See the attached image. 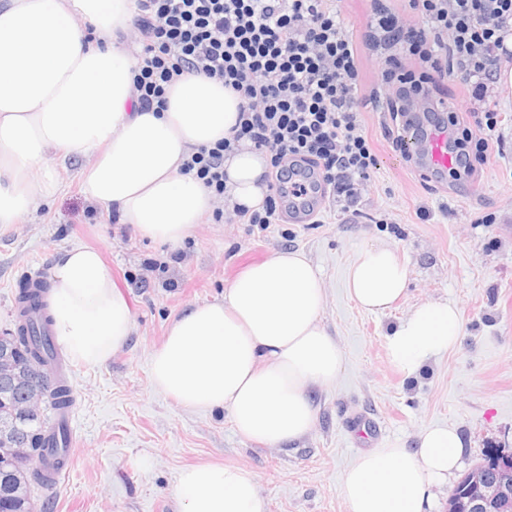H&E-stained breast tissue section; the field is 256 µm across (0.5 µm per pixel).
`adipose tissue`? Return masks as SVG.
<instances>
[{
  "mask_svg": "<svg viewBox=\"0 0 512 512\" xmlns=\"http://www.w3.org/2000/svg\"><path fill=\"white\" fill-rule=\"evenodd\" d=\"M136 0H0V225L17 223L57 194L61 180L43 167L48 154L89 157L81 190L116 208L142 237L178 246L212 208L211 193L182 163L231 133L240 97L194 73L166 89L157 111L134 97L137 62L122 35ZM101 43L86 42L80 22ZM233 201L261 209L265 157L249 147L224 160ZM57 342L76 363L108 364L133 332L128 297L101 254L62 250L50 270ZM407 269L387 246L361 249L346 273L349 297L363 310H389L404 294ZM325 288L299 251H279L245 270L222 301L195 304L175 318L150 359V384L179 405L227 412L246 439L290 444L314 427L313 387L343 370L339 343L319 314ZM457 308L421 305L388 334L392 364L413 375L454 348ZM466 443L450 425L423 430L416 448L391 442L360 453L341 480L347 512H427L437 487L458 467ZM179 512H265L255 476L205 462L182 469Z\"/></svg>",
  "mask_w": 512,
  "mask_h": 512,
  "instance_id": "1",
  "label": "adipose tissue"
}]
</instances>
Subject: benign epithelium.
<instances>
[{
	"label": "benign epithelium",
	"instance_id": "7a95c632",
	"mask_svg": "<svg viewBox=\"0 0 512 512\" xmlns=\"http://www.w3.org/2000/svg\"><path fill=\"white\" fill-rule=\"evenodd\" d=\"M0 375L28 381L16 368L13 352L4 344L0 346ZM465 479L469 496L462 505L463 512H500L507 508L512 502V451L501 453L494 476H487L484 465L476 464L468 470Z\"/></svg>",
	"mask_w": 512,
	"mask_h": 512
}]
</instances>
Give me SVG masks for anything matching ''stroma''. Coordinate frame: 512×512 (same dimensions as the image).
Instances as JSON below:
<instances>
[{
  "instance_id": "35a3bbf8",
  "label": "stroma",
  "mask_w": 512,
  "mask_h": 512,
  "mask_svg": "<svg viewBox=\"0 0 512 512\" xmlns=\"http://www.w3.org/2000/svg\"><path fill=\"white\" fill-rule=\"evenodd\" d=\"M358 43L364 89L379 87L385 56L363 47L369 0H336ZM501 145H490L472 172L440 182L393 150L386 107L360 108L378 158L358 213L327 203L317 222L260 228L205 216L179 250L136 235L80 191L85 161L72 156L63 191L18 223L0 226V331L14 324L15 295L27 272L48 278L60 250L99 249L125 288L134 315L127 346L104 367L73 364L76 446L56 487L32 485L35 512H176L180 469L222 462L251 472L266 512H346L338 486L364 450L355 429L371 418L376 444L417 445L418 434L450 424L467 448L469 469L490 448L512 450V86L500 88ZM365 245L394 248L408 265L407 292L381 314L359 309L346 270ZM302 251L322 272L320 319L340 344L344 369L316 386L315 427L274 447L240 437L221 410L183 408L154 390L149 355L188 306L223 300L249 265L275 252ZM455 305L456 348L406 376L389 361L385 337L415 308Z\"/></svg>"
}]
</instances>
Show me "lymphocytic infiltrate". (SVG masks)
Returning <instances> with one entry per match:
<instances>
[{
    "label": "lymphocytic infiltrate",
    "mask_w": 512,
    "mask_h": 512,
    "mask_svg": "<svg viewBox=\"0 0 512 512\" xmlns=\"http://www.w3.org/2000/svg\"><path fill=\"white\" fill-rule=\"evenodd\" d=\"M130 42L138 70L134 89L144 106L164 108L167 86L186 73L218 80L241 98L229 137L193 152L182 165L214 195L213 217L226 211L244 223H278L283 186L292 179L289 159L315 167L343 212L357 207L377 165L359 120L358 106L379 103V91L363 93L357 49L335 0H137ZM409 14L389 0H371L364 44L397 48L418 62L404 68L390 56L381 73L399 99H425L429 85L460 76L471 90L475 127L453 141L463 169L472 154L489 148L499 114L488 104L500 62L503 34L512 26V0H409ZM482 137H474V128ZM264 153L276 180L268 184L262 209L231 205L224 159L241 145Z\"/></svg>",
    "instance_id": "obj_1"
}]
</instances>
